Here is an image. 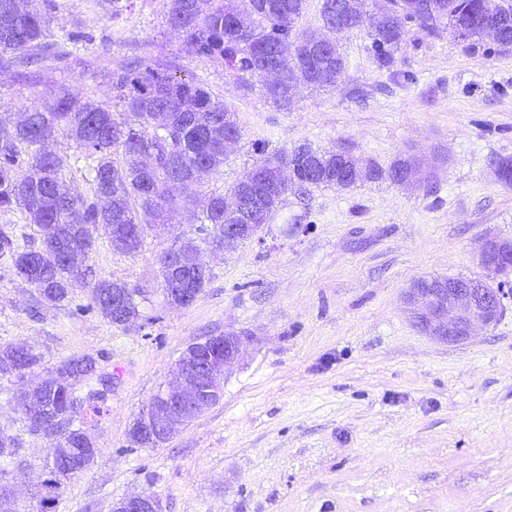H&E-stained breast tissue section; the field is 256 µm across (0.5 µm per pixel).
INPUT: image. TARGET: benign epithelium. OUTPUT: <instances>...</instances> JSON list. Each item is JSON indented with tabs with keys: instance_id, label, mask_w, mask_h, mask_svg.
Here are the masks:
<instances>
[{
	"instance_id": "1",
	"label": "benign epithelium",
	"mask_w": 512,
	"mask_h": 512,
	"mask_svg": "<svg viewBox=\"0 0 512 512\" xmlns=\"http://www.w3.org/2000/svg\"><path fill=\"white\" fill-rule=\"evenodd\" d=\"M336 161L350 168L356 179L364 176L358 159L344 149L335 151ZM431 173L413 161L401 180V185L413 187L428 180ZM317 169L312 167L302 177L290 167L279 163L270 193H262L247 182L225 192L224 213L228 219H241V224L224 225V246L213 252H226L246 240H262L261 233L269 225V209L264 204L268 197L282 189V185L298 181L315 185ZM481 267L487 275L479 279L432 278L425 283L412 284L405 292L406 302L415 325L438 340L459 343L469 340L476 327L495 324L503 313L499 285L512 282V240H485L478 254ZM175 289L166 301L177 307L191 305L199 296L197 289L185 280H174ZM252 340L245 332L209 336L207 341L224 342V353L198 351L200 343L188 346L183 359L177 363L174 377L163 384L156 396L141 411L134 430L140 444L149 446L172 438L179 428L195 416L213 406L214 397L221 396L220 380L226 369L238 361L244 347ZM112 512H164L159 495L144 491L123 497L112 503Z\"/></svg>"
}]
</instances>
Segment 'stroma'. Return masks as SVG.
I'll return each mask as SVG.
<instances>
[{"instance_id": "stroma-1", "label": "stroma", "mask_w": 512, "mask_h": 512, "mask_svg": "<svg viewBox=\"0 0 512 512\" xmlns=\"http://www.w3.org/2000/svg\"><path fill=\"white\" fill-rule=\"evenodd\" d=\"M60 2L53 29H80L93 43L69 67L46 63L31 84L0 72V113L63 87L102 98L109 72L132 57L171 60L222 97L241 128L192 201L236 183L259 143L343 148L383 167L413 156L435 177L412 190L384 181L289 192L263 241L208 256L210 279L184 308L166 305L158 256L173 239L196 238L186 213L170 233L148 232L134 256L97 235L96 273L150 293L127 329L88 310L81 287L32 314L34 289L1 263L0 345L41 353L38 380L82 354L112 378L89 428L95 463L67 482L53 512H111L143 491L159 494L165 512H512V285L500 320L458 344L421 332L404 302L421 278L484 277L482 242L512 239V185L494 166L512 156V47L415 29L383 68L364 23L339 40L336 88L298 86L283 111L261 78L246 93L233 73L186 56L162 0H129L117 22L85 0ZM230 332L252 341L220 401L162 447L128 448L133 417L182 351ZM19 389L0 381V427L22 441L5 479L14 512H36L56 441L26 433Z\"/></svg>"}]
</instances>
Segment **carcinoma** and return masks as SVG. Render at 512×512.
Instances as JSON below:
<instances>
[{"mask_svg":"<svg viewBox=\"0 0 512 512\" xmlns=\"http://www.w3.org/2000/svg\"><path fill=\"white\" fill-rule=\"evenodd\" d=\"M352 0H323L320 17L330 23L340 9L355 13ZM389 6L372 31V50L380 65L389 67L405 43L408 31L400 28L398 13L408 25L427 33L439 30L442 21L455 36L468 37V45L482 41L479 23L483 0H388ZM166 21L183 36V51L236 74L248 91V78H264V94L276 107L286 110L295 88L303 83L313 89L337 86L336 70L345 69L336 52L317 53L307 43V34L297 30L306 0H164ZM57 0H0V70L24 77L52 60L66 64L73 55L69 45L90 44L93 36L83 31L57 35L50 22L59 10ZM250 16L252 48H239V38L229 27L231 18ZM496 23L504 44L512 45V0H500ZM24 118L13 122L0 116V211L18 210L32 224L35 236L0 229V260L14 270L34 266L37 275L28 285L37 292V303L57 306L69 300L79 284L89 288L87 310H96L110 323L129 326L143 317L147 292L121 279L95 276L89 265L65 262L71 249L91 253L95 234L103 233L113 248L131 256L139 253L146 230H135L141 215L165 225L177 210L193 173L202 167L211 173L224 167V116L235 117L224 100L172 65L135 58L112 71L110 95L102 100L81 91L64 89L40 104L23 106ZM66 137L75 152L53 151L42 146ZM261 159L241 180H255L274 157L306 169L317 153L309 145L289 152H266L257 144ZM153 157L150 166L140 156ZM320 185L349 188L356 181L347 177L336 159L322 152ZM410 158L398 157L387 168L373 164L369 181L397 184ZM83 163L89 194L71 193L64 171ZM198 237L182 242L190 269L207 249L224 241V194H209L199 212L190 215ZM42 355L31 346L0 345V379L19 382L41 365ZM98 360L74 355L61 361L49 379L37 383L18 400V411L33 435L58 436L67 449L65 462L53 463L48 485L41 488V512H48L65 484L77 475L87 458V410L104 402L108 389L83 390L97 374ZM47 409L51 421L40 424L30 416V407ZM21 448L19 436L0 428V458H11Z\"/></svg>","mask_w":512,"mask_h":512,"instance_id":"cac0c4a2","label":"carcinoma"}]
</instances>
